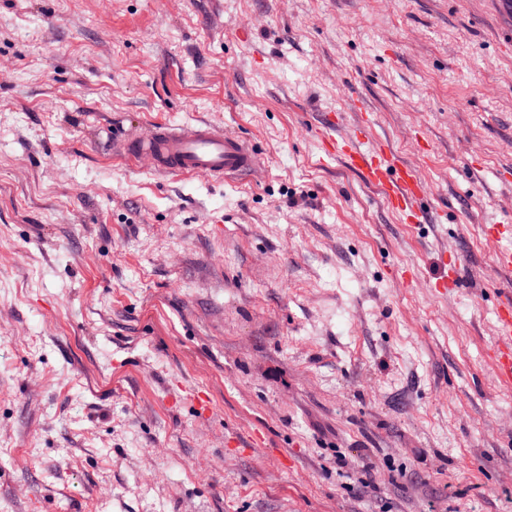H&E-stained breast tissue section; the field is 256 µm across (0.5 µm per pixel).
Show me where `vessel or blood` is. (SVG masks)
Returning a JSON list of instances; mask_svg holds the SVG:
<instances>
[{
	"label": "vessel or blood",
	"instance_id": "obj_1",
	"mask_svg": "<svg viewBox=\"0 0 512 512\" xmlns=\"http://www.w3.org/2000/svg\"><path fill=\"white\" fill-rule=\"evenodd\" d=\"M358 116L355 131L340 136L335 114L325 115L319 137L327 153L360 173L405 221L424 223L429 199L425 181L401 159L389 140L375 135L373 112L362 108ZM115 151L131 160L149 157L159 171L168 174H204L217 179L250 172L259 161L245 140L206 123L189 129L160 125L144 133H126L116 139ZM490 357L497 379L511 388L512 289L497 294Z\"/></svg>",
	"mask_w": 512,
	"mask_h": 512
}]
</instances>
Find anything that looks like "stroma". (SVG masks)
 I'll use <instances>...</instances> for the list:
<instances>
[{
  "mask_svg": "<svg viewBox=\"0 0 512 512\" xmlns=\"http://www.w3.org/2000/svg\"><path fill=\"white\" fill-rule=\"evenodd\" d=\"M352 91L441 223L326 155ZM508 172L512 0H0V512H512ZM114 144L121 157L135 161L147 156L159 171L183 176L223 179L248 173L259 161L245 140L206 123L190 129L155 126L144 133H125ZM497 379L512 387V289L497 293L495 329L490 352Z\"/></svg>",
  "mask_w": 512,
  "mask_h": 512,
  "instance_id": "stroma-1",
  "label": "stroma"
}]
</instances>
